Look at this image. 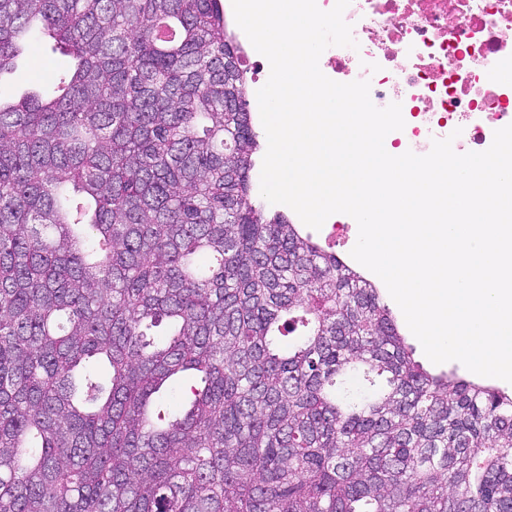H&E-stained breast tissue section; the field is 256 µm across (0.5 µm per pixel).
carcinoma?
Listing matches in <instances>:
<instances>
[{
	"mask_svg": "<svg viewBox=\"0 0 512 512\" xmlns=\"http://www.w3.org/2000/svg\"><path fill=\"white\" fill-rule=\"evenodd\" d=\"M42 37L77 65L0 95V512H512V391L256 203L222 0H0V73Z\"/></svg>",
	"mask_w": 512,
	"mask_h": 512,
	"instance_id": "obj_1",
	"label": "carcinoma"
}]
</instances>
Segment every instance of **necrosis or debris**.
Instances as JSON below:
<instances>
[{
	"instance_id": "4bbe7bcc",
	"label": "necrosis or debris",
	"mask_w": 512,
	"mask_h": 512,
	"mask_svg": "<svg viewBox=\"0 0 512 512\" xmlns=\"http://www.w3.org/2000/svg\"><path fill=\"white\" fill-rule=\"evenodd\" d=\"M344 19L358 49L332 46L319 67L330 79L370 82L372 103L400 104L393 153L430 152L453 137L456 153L487 150L512 124V0H351Z\"/></svg>"
}]
</instances>
